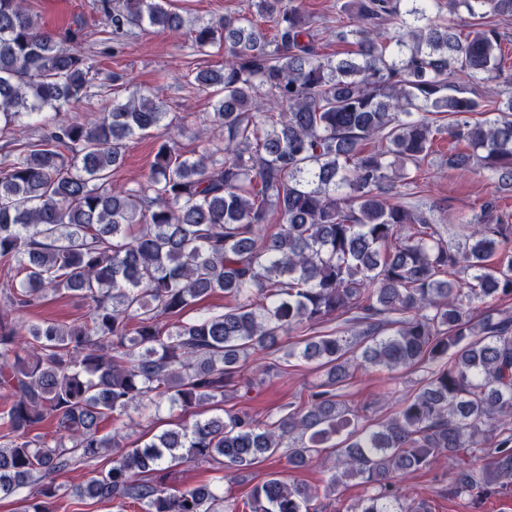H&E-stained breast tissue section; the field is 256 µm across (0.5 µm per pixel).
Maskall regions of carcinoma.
<instances>
[{
  "label": "carcinoma",
  "mask_w": 512,
  "mask_h": 512,
  "mask_svg": "<svg viewBox=\"0 0 512 512\" xmlns=\"http://www.w3.org/2000/svg\"><path fill=\"white\" fill-rule=\"evenodd\" d=\"M466 13L464 32L431 8ZM113 40L183 29L170 0H92ZM336 26L354 57L320 51L297 0H251L248 10L193 21L201 53L224 48L219 71L184 75L213 101L224 143L181 150L164 102L145 93L102 99L96 121H56L35 141L24 119L66 112L114 79L44 29L26 0H0V134L19 153L0 160V283L5 306L23 312L49 294L88 303L82 321L26 323L0 315V496L34 484L20 512H54L57 475L112 452V466L77 486L81 496L142 512H312L345 478L371 488L355 512H430L401 500L395 475L459 460L472 448L482 470L457 465L449 491L479 500L512 486V318L474 315V303L512 299V224L497 198L473 213L467 233L443 235L433 217L392 197L415 179L437 141L450 169H486L512 188V93L493 85L499 29L512 0H349ZM274 30L273 39L256 23ZM395 20L396 34L381 26ZM448 114V125L432 119ZM482 118L474 119L472 115ZM167 130L133 187L112 172L127 142ZM276 230H266L271 215ZM220 292L233 306L184 315ZM346 317L341 331L302 339L242 376L256 351L301 327ZM327 370L323 388L263 421L224 410L177 424L128 448L104 422L164 399L187 411L249 391L256 376L290 358ZM423 372L397 415L372 427L341 406L335 386L355 370ZM48 423L52 431L39 432ZM336 444L323 493L274 472L240 506L208 484L174 493L153 478L184 461L222 471L283 455L312 463Z\"/></svg>",
  "instance_id": "cac0c4a2"
}]
</instances>
